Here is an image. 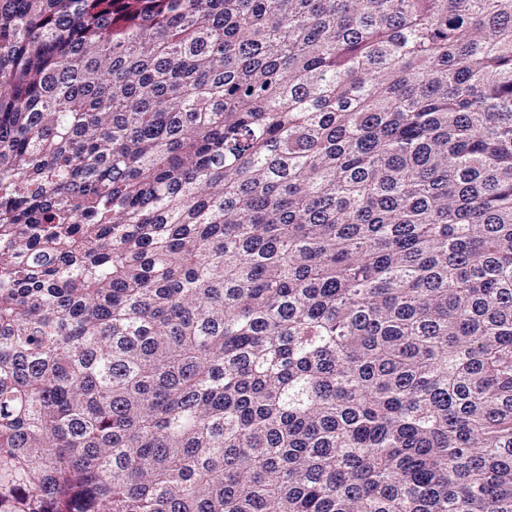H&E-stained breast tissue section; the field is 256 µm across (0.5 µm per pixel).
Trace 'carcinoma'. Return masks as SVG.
Returning <instances> with one entry per match:
<instances>
[{
  "label": "carcinoma",
  "instance_id": "obj_1",
  "mask_svg": "<svg viewBox=\"0 0 512 512\" xmlns=\"http://www.w3.org/2000/svg\"><path fill=\"white\" fill-rule=\"evenodd\" d=\"M0 512H512V0H0Z\"/></svg>",
  "mask_w": 512,
  "mask_h": 512
}]
</instances>
